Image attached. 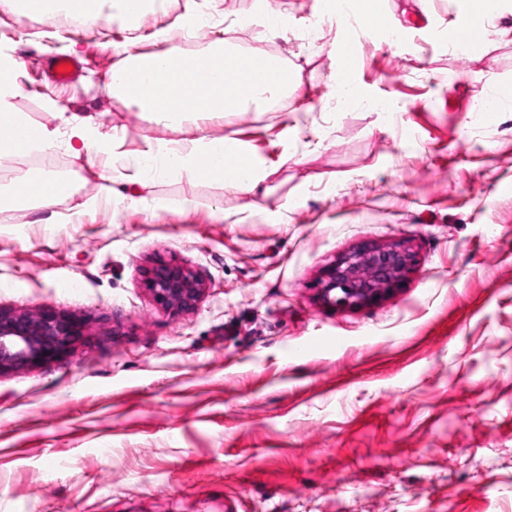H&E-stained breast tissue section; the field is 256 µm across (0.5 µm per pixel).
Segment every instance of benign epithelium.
I'll return each instance as SVG.
<instances>
[{
    "label": "benign epithelium",
    "mask_w": 512,
    "mask_h": 512,
    "mask_svg": "<svg viewBox=\"0 0 512 512\" xmlns=\"http://www.w3.org/2000/svg\"><path fill=\"white\" fill-rule=\"evenodd\" d=\"M417 263L403 244H364L334 260L316 283L322 300L336 309H354L403 287ZM145 284L164 310L193 309L205 285L180 264L163 262L147 270ZM80 335V324L50 311L17 313L0 308V372L53 356Z\"/></svg>",
    "instance_id": "obj_1"
}]
</instances>
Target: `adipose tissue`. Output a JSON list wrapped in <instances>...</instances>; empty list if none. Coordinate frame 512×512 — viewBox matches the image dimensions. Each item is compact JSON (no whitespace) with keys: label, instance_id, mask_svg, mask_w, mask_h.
Wrapping results in <instances>:
<instances>
[{"label":"adipose tissue","instance_id":"ef3b65f1","mask_svg":"<svg viewBox=\"0 0 512 512\" xmlns=\"http://www.w3.org/2000/svg\"><path fill=\"white\" fill-rule=\"evenodd\" d=\"M164 4L165 0H0V13L20 14L54 29L65 19L115 22L137 29ZM156 37L165 42V49L141 53L128 42L113 45L117 61L107 90L114 103L160 116L172 129L186 128L190 135L147 140L121 170L101 175L95 200L109 203L122 197L124 187L183 173L201 183L227 182L247 207L260 206L268 194L264 176L250 166L231 167L227 159L239 148L232 139L214 136L211 125L225 113L286 99L297 84L293 71L279 56L239 49L221 36L191 53L173 45L170 28L158 29ZM23 77V62L0 48V159L59 146L74 158L99 165L114 159L116 137L103 133L91 117L67 114L53 93H45L44 100L50 111L60 115L61 127L34 124L28 113L17 110L13 101L21 92ZM74 194L69 177L37 171L0 188V210L39 212L51 224L59 217L58 205Z\"/></svg>","mask_w":512,"mask_h":512}]
</instances>
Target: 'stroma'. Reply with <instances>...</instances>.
Wrapping results in <instances>:
<instances>
[{"mask_svg":"<svg viewBox=\"0 0 512 512\" xmlns=\"http://www.w3.org/2000/svg\"><path fill=\"white\" fill-rule=\"evenodd\" d=\"M468 2L388 0L375 33L318 0H218L231 41L300 79L212 127L267 172L263 209L180 174L73 224L6 213L0 307L85 329L0 372V512H512V0L460 52L448 30ZM272 14L288 27L273 33ZM128 36L0 14V45L25 63L16 108L57 125L39 95L53 84L118 133L119 165L176 138L106 90ZM347 38L350 98L330 53ZM72 41L82 67L54 84ZM37 170L81 201L101 174L54 149L0 159V186ZM393 242L418 257L394 294L348 311L318 297L335 258ZM161 261L205 283L194 309L154 301L144 276Z\"/></svg>","mask_w":512,"mask_h":512,"instance_id":"35a3bbf8","label":"stroma"}]
</instances>
